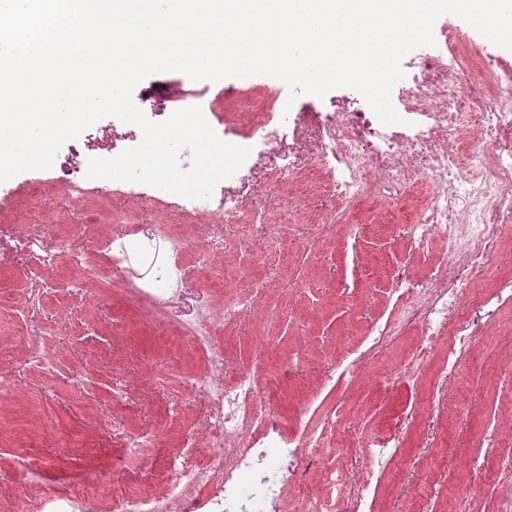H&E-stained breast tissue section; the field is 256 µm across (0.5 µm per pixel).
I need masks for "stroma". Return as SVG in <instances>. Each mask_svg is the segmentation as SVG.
I'll use <instances>...</instances> for the list:
<instances>
[{
  "instance_id": "1",
  "label": "stroma",
  "mask_w": 512,
  "mask_h": 512,
  "mask_svg": "<svg viewBox=\"0 0 512 512\" xmlns=\"http://www.w3.org/2000/svg\"><path fill=\"white\" fill-rule=\"evenodd\" d=\"M233 86L295 112H325L331 102L356 99L357 91L337 88L326 98H290L288 87L266 76L233 79ZM152 91L158 109L177 111L182 105L205 102L211 111H235L223 85L194 81L180 72L154 74L140 83ZM264 172L253 189L241 197L243 208L264 201L276 240L264 229L242 221L220 224L191 222L176 199L153 205H134L119 195L99 193L98 180L81 206H73L59 186L40 184L35 172L11 178L8 197L0 201V225H59L74 236L84 253L99 256L106 240L128 228L167 225L176 235L222 243L220 254L207 264L195 255L184 259L185 294L182 303L161 313L136 302L125 286V275L109 268L106 283L80 294L66 291L44 304L39 326L44 334L53 372H15L24 359L23 343L30 332L17 298L22 284L10 272L0 273V504L9 512H28L27 487L64 495L85 489L103 499L106 512H124L125 499L138 492H159L179 470L202 463L213 451L204 435L208 412L193 382L204 362L188 342L184 327L194 309L224 306L227 291L260 274L270 291L258 300L249 317L218 326L216 339L224 347V374L234 377L250 369L259 379L260 397L286 424H294L306 405L319 412L345 405L351 421L367 417V431L385 427L426 390L395 386L382 401L372 399L375 373H395L402 355L417 342L411 334L397 348L374 356L356 383L322 390V374L357 343L365 326L386 304L390 271L401 253L405 220L414 212L416 196L391 203H373V216H362L359 233L340 226L334 235L314 238L310 227L329 208L330 195L311 168L293 180L276 181L274 161L264 160ZM52 207H45V197ZM259 256V266H245L241 253ZM300 278L299 287L287 282ZM276 315H269L270 306ZM505 330L495 348L478 347L459 370L454 390L435 411L436 446L424 450L422 432L407 440L405 460L385 479L382 512H414L430 498L435 512H494L482 498H469V480L493 482L497 461L482 448L486 414L492 408L512 409L501 394L494 366L512 357V310L503 312ZM144 435L152 443L124 447V435ZM195 448L172 457L185 436ZM30 455L41 470L28 476L18 464ZM478 458L473 474L462 463Z\"/></svg>"
}]
</instances>
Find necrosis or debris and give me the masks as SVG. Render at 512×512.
Returning a JSON list of instances; mask_svg holds the SVG:
<instances>
[{
	"label": "necrosis or debris",
	"mask_w": 512,
	"mask_h": 512,
	"mask_svg": "<svg viewBox=\"0 0 512 512\" xmlns=\"http://www.w3.org/2000/svg\"><path fill=\"white\" fill-rule=\"evenodd\" d=\"M403 66L409 76L393 98L400 123L386 125L370 108L336 103L328 112L296 113L288 129L273 125L259 139L264 152L280 157L277 178L293 179L307 164L332 190L337 205L317 224L320 235L349 223L368 202L398 199L424 184L406 241L414 256L433 257V264L421 278L410 265H394L386 312L368 325L359 348L325 371L321 385L356 382L370 358L415 331L419 340L396 376L380 375L374 383L387 387L396 378L426 387L439 402L479 342L498 325L500 313L512 308V273L499 276L495 288L470 310L461 308L469 288L483 282L503 239L512 233V58L445 24L437 48L404 57ZM312 126L319 137L308 156L283 153L284 140H298ZM91 154L116 156L112 124L96 123L93 133L70 145L61 162L73 201L85 195V159ZM179 205L205 223L265 221L264 202L242 209L221 183L211 197H183ZM190 247L187 239L164 228L132 231L106 243L136 298L158 312L183 298L182 258ZM59 266L66 268L72 288L104 276L102 265L85 256L68 233L49 236L35 227L0 225V268L22 279L21 309L30 322H37L49 288L46 271ZM263 288V280L249 281L228 295L222 311L201 306L187 322L185 334L205 363L194 387L207 403L214 457L180 472L162 493L129 496L126 512H286L285 492L301 486L313 463L311 449L324 447L342 428V419L319 420L308 408L293 428H286L261 403L252 370L225 379L216 326L248 316L254 295ZM429 424V414L417 403L406 405L384 432L359 442L363 464L353 474L333 462L324 468L323 491L305 498L300 512H376L384 479L400 463L409 432ZM483 443L504 453L496 472V512H512V416L494 418Z\"/></svg>",
	"instance_id": "1"
}]
</instances>
